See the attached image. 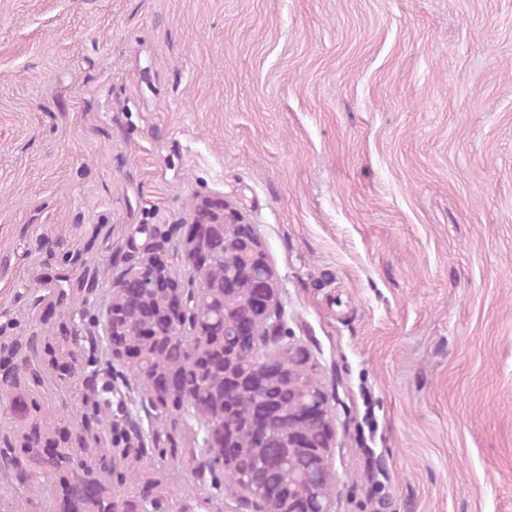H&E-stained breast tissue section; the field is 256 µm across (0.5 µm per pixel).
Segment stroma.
I'll return each instance as SVG.
<instances>
[{
  "label": "stroma",
  "mask_w": 512,
  "mask_h": 512,
  "mask_svg": "<svg viewBox=\"0 0 512 512\" xmlns=\"http://www.w3.org/2000/svg\"><path fill=\"white\" fill-rule=\"evenodd\" d=\"M200 197L279 279L335 416L336 512H512V0H0V366L36 335L42 371L0 417V512L59 508L21 419L125 448L119 498L240 512L99 324L139 226L183 274Z\"/></svg>",
  "instance_id": "obj_1"
}]
</instances>
